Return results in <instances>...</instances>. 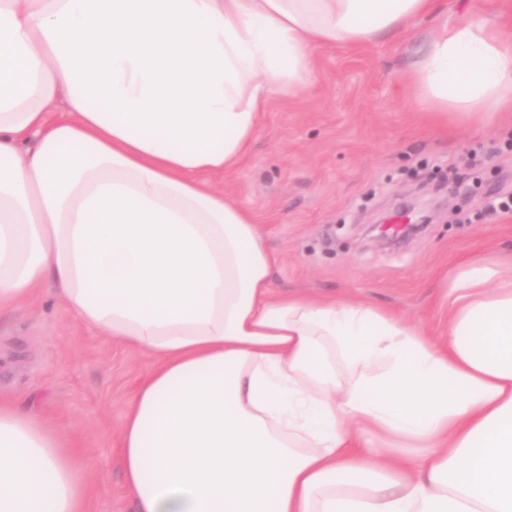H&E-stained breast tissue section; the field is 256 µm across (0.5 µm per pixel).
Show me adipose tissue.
<instances>
[{"label": "adipose tissue", "mask_w": 512, "mask_h": 512, "mask_svg": "<svg viewBox=\"0 0 512 512\" xmlns=\"http://www.w3.org/2000/svg\"><path fill=\"white\" fill-rule=\"evenodd\" d=\"M441 0H0V310L52 282L155 363L119 466L136 512H512V266L462 261L443 338L273 286L236 165L317 44ZM434 116L512 112V31L473 9L412 75ZM63 105V118L48 113ZM71 434L0 401V512H86Z\"/></svg>", "instance_id": "adipose-tissue-1"}]
</instances>
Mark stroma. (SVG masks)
<instances>
[{
  "label": "stroma",
  "mask_w": 512,
  "mask_h": 512,
  "mask_svg": "<svg viewBox=\"0 0 512 512\" xmlns=\"http://www.w3.org/2000/svg\"><path fill=\"white\" fill-rule=\"evenodd\" d=\"M471 0L355 46L322 44L304 87L275 96L250 152L209 175L254 214L278 259L275 288L348 298L431 333L444 327L446 276L464 258L512 261V115L435 120L407 75L443 24L464 22ZM412 202L432 224L395 245L368 241L371 225ZM153 359L86 329L50 287L0 311V400L66 428L93 475L88 512H133L115 463L118 436Z\"/></svg>",
  "instance_id": "stroma-1"
}]
</instances>
